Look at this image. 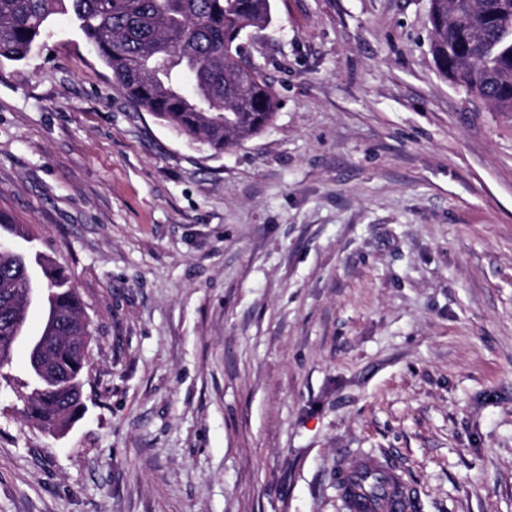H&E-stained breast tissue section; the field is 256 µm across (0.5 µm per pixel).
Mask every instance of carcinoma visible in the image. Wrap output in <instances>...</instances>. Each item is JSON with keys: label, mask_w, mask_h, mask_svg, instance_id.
Listing matches in <instances>:
<instances>
[{"label": "carcinoma", "mask_w": 512, "mask_h": 512, "mask_svg": "<svg viewBox=\"0 0 512 512\" xmlns=\"http://www.w3.org/2000/svg\"><path fill=\"white\" fill-rule=\"evenodd\" d=\"M66 14L91 43L121 90L139 108L214 153L240 146L275 117L278 94L261 71L245 79L242 33L272 19L271 0H0V64L26 60L55 14ZM432 53L440 71L498 112H512V0H430ZM191 76L192 90L184 87ZM0 229L29 243L31 232L0 210ZM46 292L55 307L43 321L45 351L28 353L25 417L61 429L85 404L90 335L83 305L61 269L30 250L0 252V368L16 347L21 294Z\"/></svg>", "instance_id": "carcinoma-1"}]
</instances>
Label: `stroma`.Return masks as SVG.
Masks as SVG:
<instances>
[{
	"instance_id": "stroma-1",
	"label": "stroma",
	"mask_w": 512,
	"mask_h": 512,
	"mask_svg": "<svg viewBox=\"0 0 512 512\" xmlns=\"http://www.w3.org/2000/svg\"><path fill=\"white\" fill-rule=\"evenodd\" d=\"M280 98L217 154L133 106L69 17L0 64V209L93 334L67 434L0 371V512H512V112L444 76L430 0H272ZM377 462L372 457H365L353 467L342 469L337 482L342 486L343 494L352 512H410L412 488L406 482L403 471L388 468L389 485L384 495L374 498L363 494L355 484L354 475L357 471L372 468Z\"/></svg>"
}]
</instances>
